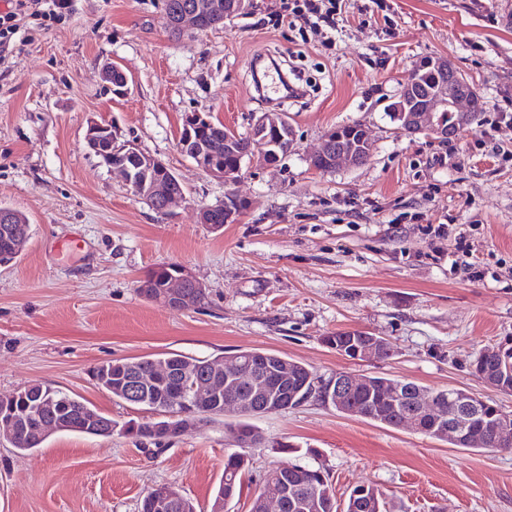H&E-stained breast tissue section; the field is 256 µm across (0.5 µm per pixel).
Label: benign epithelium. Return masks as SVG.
Returning a JSON list of instances; mask_svg holds the SVG:
<instances>
[{
  "instance_id": "obj_1",
  "label": "benign epithelium",
  "mask_w": 512,
  "mask_h": 512,
  "mask_svg": "<svg viewBox=\"0 0 512 512\" xmlns=\"http://www.w3.org/2000/svg\"><path fill=\"white\" fill-rule=\"evenodd\" d=\"M252 8V0H198L194 9L171 17V24L181 33L188 30L204 32L212 28L209 20L219 19L227 14L242 16ZM436 78L433 89L425 96L419 94L423 80ZM105 80L112 81V91L117 96L127 92L128 79L117 67L105 72ZM467 102L476 109L480 100L468 80L447 59L426 56L418 60L409 82L399 91L397 101L391 108L399 129L409 134L426 133L440 139L448 138L454 127L439 122L438 112L447 107L451 110L459 103ZM213 120L208 112H187L183 117L182 128L177 138L179 151L196 162L197 166L211 177L226 184L237 180L241 168L229 170L217 162V149L214 143L205 139V133ZM248 137L255 146L249 159L256 160L266 167L277 165L279 154L274 151L278 142L288 138L295 140V131L283 112H262L255 116ZM85 141L88 148L99 156L103 163L119 173L132 190L152 208L163 213L169 211L176 202L185 198L182 184L176 174L160 159L139 150L134 144L119 142L116 131L109 125L92 121L88 125ZM341 128L328 131L321 149L310 158V165L317 171L330 172L340 167H354L362 164V154L352 147L342 144ZM247 202L227 194L218 205L205 208L200 213V223L218 232L222 224L212 223V214L221 210L226 219H231ZM165 285L160 290L149 288L145 283L138 285L139 292L149 299L159 301L169 308L183 310L197 307L205 294L203 285L185 267H166ZM385 351H393V346L381 336L363 334L360 339L340 349V355L354 361H377ZM171 372L166 365H156L146 374H137L130 380L126 389L128 402L134 405H149L156 415V425L162 428L174 427L176 413L173 408L184 402V393L173 392L162 401H151L142 396V391L164 375ZM178 374L192 383L193 400L207 415L229 414L249 406L250 399L242 396L246 389L256 393L266 387L267 404L264 409L274 412L281 409L280 394L277 388L288 382V364H273L248 352H237L224 356L222 363H209V369L199 373L188 364L177 369ZM330 386L336 388V403L340 404L349 392L371 390L369 378L356 377L348 372L331 378ZM412 408L431 419L432 430L439 436L452 435L455 440L468 442L467 425L473 419L484 416L486 401L464 392L455 398L451 411L439 412L429 391H419L411 398ZM56 399L40 397L34 400L23 399L21 408L0 410V429H4L8 439L19 436L23 426L36 428L37 435L45 438L53 432L66 430V419L57 415L48 417L45 409L55 406ZM496 434L500 441H512V415L502 412L495 420ZM308 502L300 500L298 489L291 484H279L277 490L262 498L263 512H284L285 509L305 507Z\"/></svg>"
}]
</instances>
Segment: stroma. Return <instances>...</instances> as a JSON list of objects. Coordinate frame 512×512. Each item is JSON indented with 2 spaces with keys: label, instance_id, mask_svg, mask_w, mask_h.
Masks as SVG:
<instances>
[{
  "label": "stroma",
  "instance_id": "stroma-1",
  "mask_svg": "<svg viewBox=\"0 0 512 512\" xmlns=\"http://www.w3.org/2000/svg\"><path fill=\"white\" fill-rule=\"evenodd\" d=\"M345 3L336 30L305 34L275 23L280 0L177 38L163 0H71L59 24L24 23L0 62V205L31 225L22 254L0 267V395L39 383L82 397L117 430L58 432L25 452L0 438V512H140L158 484L212 502L236 449L224 419L158 443L121 432L151 413L96 384L93 368L113 360L261 350L324 378L464 388L512 411V395L470 370L512 338V0ZM261 56L310 95L283 107L296 141L278 166L245 162L227 184L180 153L177 135L193 111L248 135L267 109L253 88ZM424 56L448 58L484 106L445 140L405 134L385 111ZM109 66L126 74L124 96L103 80ZM92 121L163 160L185 200L162 215L135 196L88 149ZM352 124L373 142L367 163L313 170L324 134ZM228 193L248 206L210 231L200 211ZM164 264L189 268L204 304L173 310L140 295L139 280ZM338 331L384 337L394 353L350 360L322 342ZM253 423L266 443L246 449L224 512H250L280 459L273 441L295 446L294 463L322 465L340 501L371 485L387 512H512V451L467 450L314 400Z\"/></svg>",
  "mask_w": 512,
  "mask_h": 512
}]
</instances>
